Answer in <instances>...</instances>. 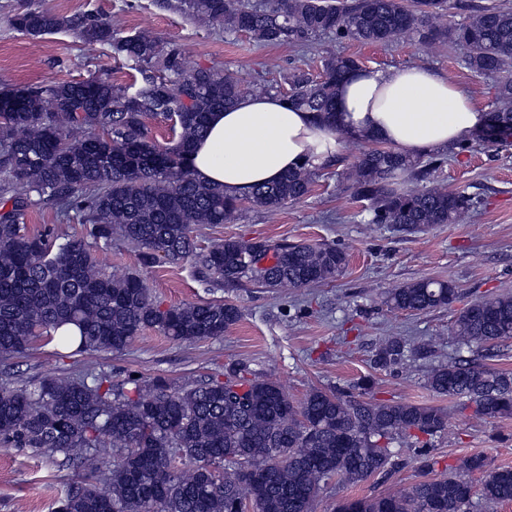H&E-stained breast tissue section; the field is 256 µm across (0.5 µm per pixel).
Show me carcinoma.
<instances>
[{"label": "carcinoma", "mask_w": 512, "mask_h": 512, "mask_svg": "<svg viewBox=\"0 0 512 512\" xmlns=\"http://www.w3.org/2000/svg\"><path fill=\"white\" fill-rule=\"evenodd\" d=\"M166 8L227 34L264 45H304L331 34L338 40L392 44L405 33L420 45L453 44L466 51L476 75H496L491 123L512 130V8H476L462 23L442 22L448 0H163ZM29 36L71 31L93 52L109 47L145 74L134 91L100 75L0 91V355L28 350L44 335L77 353L121 352L151 328L175 341L224 336L242 317L224 301L161 308L136 274L109 275L93 246L66 232L26 231L33 210L51 204L63 224L91 225L95 243L118 239L139 250L141 265L190 260L206 279L237 286L314 288L335 281L348 255L334 245L271 244L226 238L200 248L195 226L233 221L245 205L271 212L306 196L320 175L303 165L279 180L231 198L192 177L188 159L208 132L210 117L243 97L240 79L222 69L189 68L180 50L149 32L118 37L91 16H60L27 7L12 19ZM318 81L296 70L283 101L334 123L344 77L360 68L352 56L321 60ZM175 120L159 146L146 120ZM445 155L410 158L380 144L356 157L344 180L367 202L369 224L412 234L435 224H459L473 199L440 184L415 187ZM459 299L450 282L421 280L389 289L392 309L426 313ZM458 344L487 348L512 339V296L470 303L454 319ZM429 343L384 338L375 368L399 364ZM426 386L462 399L471 417L512 416V372L451 361L430 369ZM116 387L104 371L46 377L22 386L0 384V447L29 448L79 468L78 481L55 512H314L330 481L357 486L400 465L401 448L419 453L447 426L440 407L383 402L359 393L313 388L303 400L253 375L244 363L211 378L176 386L164 377H128ZM112 449L105 458L101 451ZM480 475L474 480V475ZM512 502V468H490L471 455L448 472L403 493L346 499L337 512H477L482 503Z\"/></svg>", "instance_id": "cac0c4a2"}]
</instances>
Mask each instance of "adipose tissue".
I'll return each mask as SVG.
<instances>
[{"instance_id": "1", "label": "adipose tissue", "mask_w": 512, "mask_h": 512, "mask_svg": "<svg viewBox=\"0 0 512 512\" xmlns=\"http://www.w3.org/2000/svg\"><path fill=\"white\" fill-rule=\"evenodd\" d=\"M488 121L469 94L437 71L360 69L342 82L334 125L276 96L248 95L213 114L189 166L197 180L242 196L300 165L320 166L345 133L417 157L467 143Z\"/></svg>"}]
</instances>
